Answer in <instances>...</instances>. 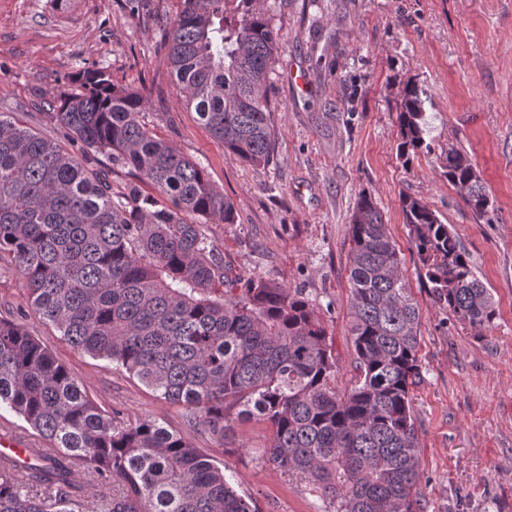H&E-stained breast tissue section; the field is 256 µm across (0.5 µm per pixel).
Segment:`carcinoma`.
Here are the masks:
<instances>
[{
  "instance_id": "carcinoma-1",
  "label": "carcinoma",
  "mask_w": 512,
  "mask_h": 512,
  "mask_svg": "<svg viewBox=\"0 0 512 512\" xmlns=\"http://www.w3.org/2000/svg\"><path fill=\"white\" fill-rule=\"evenodd\" d=\"M252 2L180 0L165 41L186 104L226 155L258 168L278 139L269 73L280 39ZM71 81L48 115L78 156L0 112V260L14 264L31 311L183 406L194 430L222 438L234 417L268 422L267 461L314 481L337 512H416L420 312L372 198H359L350 225L356 375L341 393L332 343L303 291L225 267L204 224L235 223L234 205L141 121L146 95L96 66ZM425 98L414 83L401 93L407 163L427 147ZM103 158L139 183L112 192ZM438 167L487 216L491 198L469 155L450 145ZM402 212L435 303L464 327H489L494 301L452 226L420 198L403 197ZM2 406L51 451L0 458V512H257L184 436L101 410L16 318H0Z\"/></svg>"
}]
</instances>
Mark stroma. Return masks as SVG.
<instances>
[{"label":"stroma","mask_w":512,"mask_h":512,"mask_svg":"<svg viewBox=\"0 0 512 512\" xmlns=\"http://www.w3.org/2000/svg\"><path fill=\"white\" fill-rule=\"evenodd\" d=\"M279 32L269 75L278 141L266 167L224 153L175 86L163 20L179 0H0V112L63 139L43 104L80 68H106L144 88L147 127L200 162L234 203L235 221L204 229L236 274L304 291L333 342L336 387L355 376L349 337V227L371 194L401 251L420 310V379L412 389L420 512H512V0H256ZM304 70L299 93L289 69ZM426 90L431 153L404 162L396 102L406 83ZM463 147L492 211L476 218L436 156ZM424 200L457 233L492 294L494 323L461 327L435 304L410 251L402 195ZM29 329L103 410L149 417L203 449L250 495L258 512H335L303 475L270 465L268 423L234 421L224 438L191 430L184 409L128 373L75 350L27 315Z\"/></svg>","instance_id":"obj_1"}]
</instances>
